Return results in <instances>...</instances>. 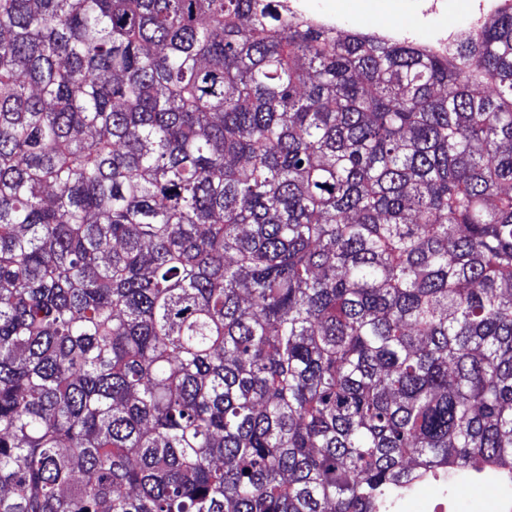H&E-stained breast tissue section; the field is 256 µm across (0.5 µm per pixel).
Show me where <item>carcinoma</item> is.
<instances>
[{
    "instance_id": "obj_1",
    "label": "carcinoma",
    "mask_w": 512,
    "mask_h": 512,
    "mask_svg": "<svg viewBox=\"0 0 512 512\" xmlns=\"http://www.w3.org/2000/svg\"><path fill=\"white\" fill-rule=\"evenodd\" d=\"M0 0V512H375L512 483V10ZM306 0H286L288 8L299 14L307 15L315 21L336 26L337 28L348 27L346 17L341 14L351 17L355 22L354 29L365 33L373 34L380 28L392 26V25H403L407 27L421 28V34L423 37H427L429 32L424 28L422 19L415 12V2L410 0H311L309 7L312 9L324 6L332 11H337L336 15L333 14H310L305 8ZM359 3L376 4L383 6L386 10L395 8L394 12L387 15H375L366 16V12H362L356 9V5ZM396 6V7H395ZM418 2V8L421 14L430 19L443 11L444 0H415ZM445 10L439 17V22L448 25V27L457 25L464 16L470 12L471 5L477 0H445ZM510 3L511 2L508 0H479L477 8L469 14L468 20L462 26L456 27L451 32H448V28L446 30L435 28L432 38L423 44L439 54L448 53V48L453 45L460 36L466 33L476 32L486 12L508 6ZM442 478L448 481V474H444L442 477L437 478L429 475H423L416 478L413 482L407 485L393 489L388 497L385 499L382 509L380 512H408L405 509L415 500L418 490L431 482V480H440ZM390 507H396L402 510H389Z\"/></svg>"
}]
</instances>
